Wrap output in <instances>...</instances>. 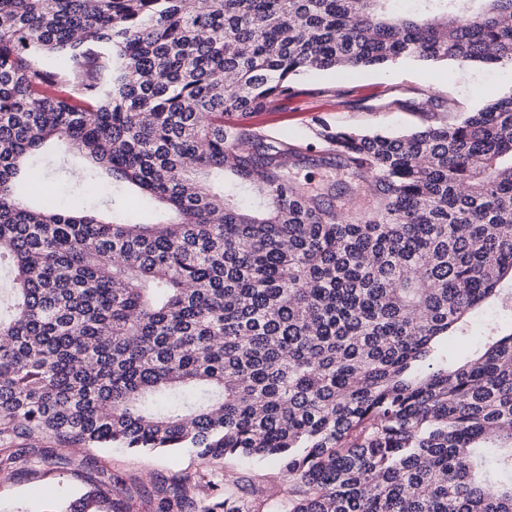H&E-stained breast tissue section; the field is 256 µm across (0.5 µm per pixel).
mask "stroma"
Instances as JSON below:
<instances>
[{"instance_id": "35a3bbf8", "label": "stroma", "mask_w": 512, "mask_h": 512, "mask_svg": "<svg viewBox=\"0 0 512 512\" xmlns=\"http://www.w3.org/2000/svg\"><path fill=\"white\" fill-rule=\"evenodd\" d=\"M299 81L333 82L354 89L360 102L351 108L328 97L294 99L282 111L248 115L246 123L292 137L311 136L323 122L398 134L417 125L419 117L394 107L393 99L418 100L422 85L432 83L455 104L453 110L441 115L442 120L450 122L459 113L479 108L489 98L512 90V71L488 66L461 69L450 62L403 61L351 74L309 73L301 75ZM42 446L61 457V464L49 467L34 461L10 473L7 481H0V507L6 512L14 507L22 512H46L57 500L74 498L84 489V477L91 469L129 485L149 486L208 472L230 485L244 479L259 490L279 492L285 486L284 479L277 477L274 464L249 466L235 459L209 462L191 448L150 454L121 448H61L50 438L44 439Z\"/></svg>"}]
</instances>
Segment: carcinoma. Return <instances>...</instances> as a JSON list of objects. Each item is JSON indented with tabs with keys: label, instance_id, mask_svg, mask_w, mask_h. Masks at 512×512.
<instances>
[{
	"label": "carcinoma",
	"instance_id": "obj_1",
	"mask_svg": "<svg viewBox=\"0 0 512 512\" xmlns=\"http://www.w3.org/2000/svg\"><path fill=\"white\" fill-rule=\"evenodd\" d=\"M0 0V436L272 461L246 499L154 487V512H512V90L401 135L312 142L237 117L311 71L413 59L512 70V0ZM75 149L112 220L24 203ZM308 170L305 176L301 171ZM39 454L0 456L8 471ZM93 484L47 512H129Z\"/></svg>",
	"mask_w": 512,
	"mask_h": 512
}]
</instances>
